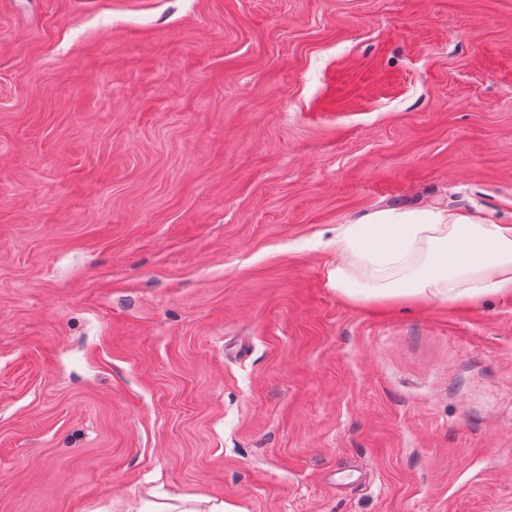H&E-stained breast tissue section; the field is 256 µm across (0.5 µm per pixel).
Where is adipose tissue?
Listing matches in <instances>:
<instances>
[{
    "instance_id": "obj_1",
    "label": "adipose tissue",
    "mask_w": 512,
    "mask_h": 512,
    "mask_svg": "<svg viewBox=\"0 0 512 512\" xmlns=\"http://www.w3.org/2000/svg\"><path fill=\"white\" fill-rule=\"evenodd\" d=\"M330 278L350 298L411 297L451 303L512 293V225L431 206L386 209L341 227ZM134 512H243L217 499H141Z\"/></svg>"
}]
</instances>
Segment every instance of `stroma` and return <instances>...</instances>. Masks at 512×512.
I'll use <instances>...</instances> for the list:
<instances>
[{"label":"stroma","instance_id":"stroma-1","mask_svg":"<svg viewBox=\"0 0 512 512\" xmlns=\"http://www.w3.org/2000/svg\"><path fill=\"white\" fill-rule=\"evenodd\" d=\"M429 205L512 224V0H0V512H512V294L329 282ZM132 512H244L241 507L196 495L174 494L165 501H155L148 498L140 499Z\"/></svg>","mask_w":512,"mask_h":512}]
</instances>
